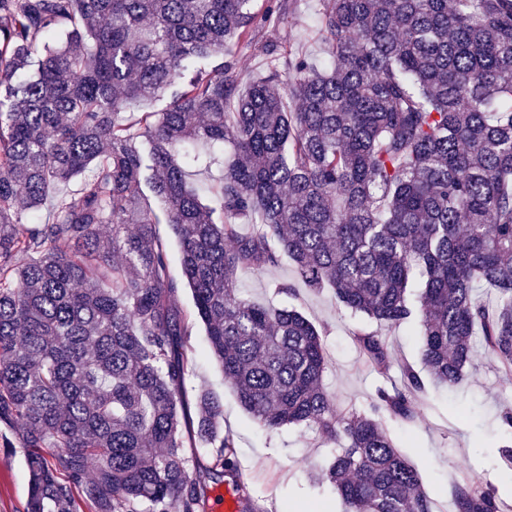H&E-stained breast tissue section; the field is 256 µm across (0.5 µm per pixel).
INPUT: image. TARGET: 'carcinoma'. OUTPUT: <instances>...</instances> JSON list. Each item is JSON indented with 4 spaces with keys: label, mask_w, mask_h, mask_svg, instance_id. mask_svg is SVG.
<instances>
[{
    "label": "carcinoma",
    "mask_w": 512,
    "mask_h": 512,
    "mask_svg": "<svg viewBox=\"0 0 512 512\" xmlns=\"http://www.w3.org/2000/svg\"><path fill=\"white\" fill-rule=\"evenodd\" d=\"M256 2L0 0V424L28 450L25 512H203L188 449L220 477L236 443L209 391L187 417L198 321L257 424L341 444L326 477L346 512H432L385 427L414 419L419 372L338 413L321 330L238 286L284 255L351 313L415 323L434 384L461 383L477 340L512 376V0H323L322 62L263 40ZM235 42L266 60L245 89ZM215 149L206 204L185 161ZM354 338L387 373L386 339ZM452 496L502 512L469 476ZM157 232L159 236L167 243L169 249L170 270L174 277L181 278L180 266V246L175 238L169 224H158Z\"/></svg>",
    "instance_id": "obj_1"
}]
</instances>
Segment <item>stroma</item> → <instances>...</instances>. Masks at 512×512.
Here are the masks:
<instances>
[{"mask_svg": "<svg viewBox=\"0 0 512 512\" xmlns=\"http://www.w3.org/2000/svg\"><path fill=\"white\" fill-rule=\"evenodd\" d=\"M320 10V0H294L287 25L268 18L264 36L270 41H288L303 54H319ZM277 282L295 284V296L288 299L276 294L273 285ZM239 286L255 302L295 306L324 328L329 360L323 384L339 412L366 407L383 382H399L402 363L419 362L420 338L413 325L403 324L382 330L392 358L388 375L366 367L353 340L360 320L337 306L330 289L300 284L289 260L264 273L242 276ZM186 345L194 355L188 389L204 387L219 397L223 427L237 442L236 476L209 483V492L226 489L236 498H250L260 512H344L335 488L322 478L335 444L318 440L302 426L258 428L225 384L209 352L203 325H195ZM474 360V367L454 392L425 385L414 399L412 424L385 423L396 447L418 472L431 498L432 512H455L451 482L466 475L494 488L506 512H512V478L504 475L498 455L500 446L512 442V432L502 425L503 414L512 412V380L482 349H475ZM26 459V449L0 447V512H24L29 491Z\"/></svg>", "mask_w": 512, "mask_h": 512, "instance_id": "35a3bbf8", "label": "stroma"}]
</instances>
